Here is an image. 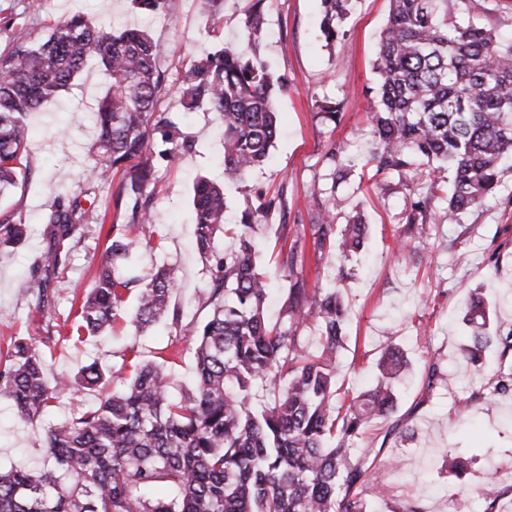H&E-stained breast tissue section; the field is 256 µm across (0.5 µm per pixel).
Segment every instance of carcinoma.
I'll list each match as a JSON object with an SVG mask.
<instances>
[{
    "label": "carcinoma",
    "mask_w": 512,
    "mask_h": 512,
    "mask_svg": "<svg viewBox=\"0 0 512 512\" xmlns=\"http://www.w3.org/2000/svg\"><path fill=\"white\" fill-rule=\"evenodd\" d=\"M351 0H323L322 33L342 39ZM387 26L379 41L375 70L378 96L370 122L375 139L372 160L397 177L396 186L423 193L405 209L409 230L422 235L430 224L460 223L499 190L503 161L512 158V43L494 30L454 16L452 0H390ZM211 24L219 26L224 0H200ZM245 27L249 52L216 49L181 76L179 104L192 112L200 105L224 123V174L243 183L266 162L278 134L275 79L257 59L266 31V0H252ZM97 58L109 87L94 117L96 161L92 183H105L112 168L141 156L144 129L174 126L155 116V99L165 76L156 64V45L143 29L114 35L74 15L39 43L17 42L0 55V193L19 185L18 168L29 130L20 120L52 101ZM161 156L174 160L192 148L186 138L164 136ZM335 147L327 154L331 179H344L351 165ZM153 165L134 167L120 187L128 203V223L111 225L92 288L84 295L71 327V339L98 336L123 320L135 331L158 322L179 321L172 304L178 287L175 267L154 268L140 285L133 310L127 292L133 280L120 274L153 226L152 198L146 193ZM445 193V206L430 203ZM318 203L313 225L315 254L346 258L364 246L367 225L356 218L336 227V199L313 188ZM274 200L247 209L241 223L226 227L224 185L205 177L193 186L195 245L210 265L208 288L199 297L208 318L185 325L195 361L192 382L174 388L162 364L139 360L135 347L121 355L131 376L120 388L76 415L38 426L57 394L74 396L102 384L95 362L76 375L48 380L41 352L26 339L8 348L0 361V397L16 419L32 427L44 453L40 469L0 472V512H370L367 497H390L383 485L368 486L366 457L353 452L374 419L388 420L397 407L395 384L408 367L397 348L386 349L378 375L367 390L336 405V370L343 346L346 308L340 287L309 290L290 281L280 317L266 316L271 276L255 263L256 217ZM86 221L76 197H58L43 216L50 244L39 256L43 277L31 276L20 288L48 303L50 275L68 260L69 242ZM233 242L221 248L218 235ZM25 239L22 220L0 211V245ZM280 268L293 273L298 240L280 225ZM488 309L472 298L464 315L471 326L464 357L477 363L496 347L500 362L492 375V396L512 394V328L487 329ZM310 321L320 351L305 350L297 335ZM490 477L481 496L485 512H505L507 492Z\"/></svg>",
    "instance_id": "carcinoma-1"
}]
</instances>
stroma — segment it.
Listing matches in <instances>:
<instances>
[{"instance_id": "35a3bbf8", "label": "stroma", "mask_w": 512, "mask_h": 512, "mask_svg": "<svg viewBox=\"0 0 512 512\" xmlns=\"http://www.w3.org/2000/svg\"><path fill=\"white\" fill-rule=\"evenodd\" d=\"M250 5V0H224V19L214 29L196 0H165L148 24L157 65L166 77L155 111L175 122L177 134L190 138L193 148L174 161H163L158 156L160 136L150 134L143 158L156 166L148 186L156 233L150 246L139 248L127 273L144 279L155 265H174L180 325L167 322L139 335L121 324L105 338L77 344L65 339L71 308L93 284L108 225L127 221L126 203L117 197L123 170L113 171L108 184L94 186L88 180L94 161L91 115L107 88L100 65L93 62L58 99L23 116L31 132L23 158L26 175L0 197V209L17 212L28 238L22 246L0 250V349L14 338L33 339L45 357L48 377L76 373L95 361L119 384L129 376L121 356L133 345L141 360L168 362L176 383L190 381L191 339L180 326L205 319L198 296L209 281L206 262L193 244V184L200 176L224 183L231 224L239 223L246 208L277 198L276 207L255 225L262 243L256 263L273 277L269 319H277L288 285L275 245L276 229L284 224L289 238L299 241L294 273L308 287H320L339 273L344 276L340 287L347 320L336 376L340 394L366 388L387 348H400L410 362L394 421L375 422L354 444L365 454L371 476L392 490L394 503L411 500L421 512H483L478 489L489 475L497 476L499 488L512 487V395L488 403L498 352L487 351L479 368L462 357L470 334L463 315L473 289L481 285L492 311V329L512 328V170L504 172L497 196L461 223L436 224L423 237H411L404 193L395 191L394 177L370 161L374 144L367 112L376 94L373 64L390 0H353L343 24L345 37L332 46L320 31L322 0H272L259 56L273 75L288 79L287 88L275 94L280 133L268 163L255 169L245 184L226 180L218 113L205 107L182 112L176 88L182 73L215 47L245 48ZM76 13L108 31L143 23L131 0H0V53L20 40L45 38ZM461 14L512 36V0H467ZM327 100L336 103L339 123L322 117L319 105ZM334 147L359 159L354 172L336 185L327 177L325 160ZM316 183L334 188L337 224L362 214L369 226L364 256L316 261L311 227L316 205L310 196ZM89 188L96 194V215L70 241V261L53 275L47 291L50 304L37 311L34 298L21 292L18 283L28 278L47 247L42 217L60 191L80 196ZM400 241L412 254L409 263H398L394 256ZM461 252L467 262L458 261ZM176 349L181 352L177 358L172 355ZM435 359L448 377L430 387L426 375ZM396 421L407 425L406 434L393 431ZM455 455L468 460L460 479L448 471L447 460ZM41 456L31 427L16 423L9 403L0 399V469L33 468Z\"/></svg>"}]
</instances>
